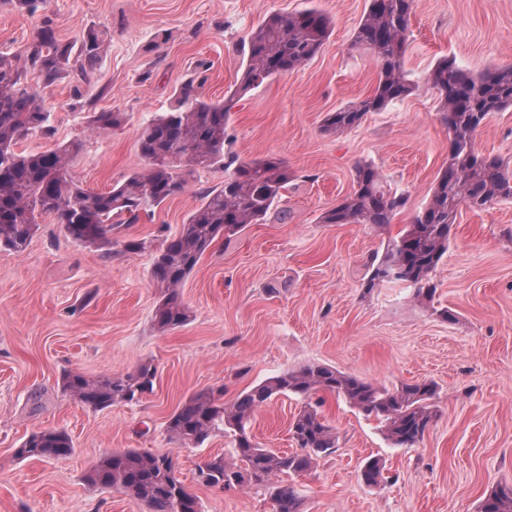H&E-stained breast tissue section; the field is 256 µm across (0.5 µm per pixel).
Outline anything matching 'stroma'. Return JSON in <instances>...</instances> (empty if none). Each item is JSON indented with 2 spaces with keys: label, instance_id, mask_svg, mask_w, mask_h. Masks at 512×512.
<instances>
[{
  "label": "stroma",
  "instance_id": "1",
  "mask_svg": "<svg viewBox=\"0 0 512 512\" xmlns=\"http://www.w3.org/2000/svg\"><path fill=\"white\" fill-rule=\"evenodd\" d=\"M367 7L368 0H45L31 15L0 0V55H22L45 24L76 48L88 32L104 38L89 79L70 73L45 87L28 74L49 128L19 145L42 152L80 143L72 174L94 192L146 166L139 133L169 111L182 85L204 78L202 92L215 101L234 89L241 44L264 14L315 8L330 21L315 58L248 91L233 109L232 151L246 161L280 159L297 178L279 211L217 243L187 277V325L153 331L151 253L105 258L48 219L24 251H0V512H147L132 494L85 480L106 452L127 448L176 458L202 512H272L260 489L222 493L199 483L197 469L208 459L235 461L230 438L185 448L169 439L165 423L201 390L223 388L229 403L310 363L379 386L433 382L437 416L421 442L400 448L376 420L326 396L320 412L339 446L295 477L303 512H477L492 486L512 481V203L461 210L434 277L432 307L400 285L369 294L361 287L370 256L427 203L448 155L431 70L445 57L474 74L512 64V0H414L405 69L416 89L330 135L322 130L326 114L364 99L377 82L373 56L351 47ZM96 112H121L126 122L99 132L90 121ZM476 146L512 161V108L488 119ZM362 162L407 194L405 209L380 230L322 223L354 191ZM223 181L220 169L194 173L185 192L129 235L161 243L179 231L201 191ZM442 309L451 320L439 317ZM145 362L158 377L137 403L95 411L58 387L67 371L122 376ZM35 391L38 409L30 401ZM302 404L292 395L273 398L249 422L252 439L295 451L289 428ZM46 428L65 430L73 453L57 461L18 458L28 435ZM370 457L385 465L376 487L360 478Z\"/></svg>",
  "mask_w": 512,
  "mask_h": 512
}]
</instances>
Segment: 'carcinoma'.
I'll use <instances>...</instances> for the list:
<instances>
[{
  "mask_svg": "<svg viewBox=\"0 0 512 512\" xmlns=\"http://www.w3.org/2000/svg\"><path fill=\"white\" fill-rule=\"evenodd\" d=\"M368 10L355 32L352 48L370 51L378 66V81L371 96L327 113L323 130L341 134L407 96L413 89L405 70L407 33L414 0H368ZM330 22L315 9L297 13H270L243 44L246 63L240 82L222 101L205 99L194 83L176 92V103L151 119L141 130L139 147L148 164L107 192L83 188L69 173L80 144L72 142L44 152H18L27 135L46 130L49 113L42 98L23 82L25 72L37 71L46 86L69 71L72 48L60 43L52 29L43 27L19 58L0 56V249L24 250L38 226L49 218L74 241L103 255L138 254L152 242L127 237L122 229L142 215L184 192L188 176L198 169L221 168L224 184L201 192L200 204L188 215L178 233L165 237L154 249L151 279L159 293L152 326L164 335L186 325L191 311L180 294L185 279L218 240H230L250 224H262L282 199L295 173L276 158L245 161L231 148L227 127L231 109L247 91L265 80L291 73L313 59L328 38ZM104 53V42L91 32L80 49L79 72H93ZM440 94L441 119L448 128V158L427 204L399 235L374 253L362 283L364 292L401 283L414 289L420 303L434 298L433 277L448 254L452 229L462 207L512 202V162L485 156L476 148V136L495 112L512 107V64L474 75L449 58L440 60L430 74ZM120 112H96L93 126L109 130L122 125ZM354 192L321 216L324 224H369L383 228L401 212L407 197L386 188L371 163L355 167ZM156 367L139 365L119 377L89 379L76 371L64 373L63 393L94 410L140 401L153 393ZM343 399L374 417L388 440L410 448L420 442L436 418L432 382L398 387L375 386L358 377L320 364L287 370L224 404V389L201 391L168 418L170 439L198 447L222 433L232 438L244 463L234 467L217 455L198 470V480L223 490L252 486L264 491L273 512H301V497L280 476L300 475L312 463L336 451L339 437L320 415L324 395ZM294 395L305 405L290 423L298 451L277 452L254 442L246 425L255 412L273 398ZM73 452L63 430L31 433L17 451L22 459H61ZM383 466L368 459L361 468L367 486L380 484ZM94 486L128 492L143 501L149 512H201L197 497L177 476V461L168 454L137 449L106 453L87 475ZM479 512H512V482L500 483L482 499Z\"/></svg>",
  "mask_w": 512,
  "mask_h": 512,
  "instance_id": "obj_1",
  "label": "carcinoma"
}]
</instances>
